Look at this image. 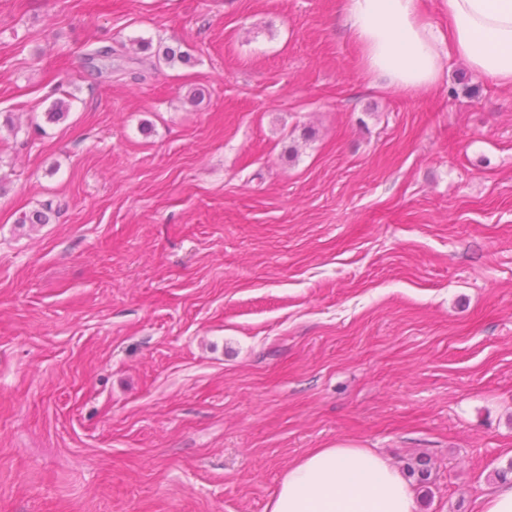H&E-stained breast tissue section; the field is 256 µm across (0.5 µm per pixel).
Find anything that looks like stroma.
Instances as JSON below:
<instances>
[{
  "label": "stroma",
  "instance_id": "1",
  "mask_svg": "<svg viewBox=\"0 0 512 512\" xmlns=\"http://www.w3.org/2000/svg\"><path fill=\"white\" fill-rule=\"evenodd\" d=\"M341 3L0 0V512H265L338 444L496 486L512 88L382 87Z\"/></svg>",
  "mask_w": 512,
  "mask_h": 512
}]
</instances>
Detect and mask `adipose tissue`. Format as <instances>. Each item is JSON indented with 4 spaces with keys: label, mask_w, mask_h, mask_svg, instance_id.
<instances>
[{
    "label": "adipose tissue",
    "mask_w": 512,
    "mask_h": 512,
    "mask_svg": "<svg viewBox=\"0 0 512 512\" xmlns=\"http://www.w3.org/2000/svg\"><path fill=\"white\" fill-rule=\"evenodd\" d=\"M423 0H342L344 26L363 47L365 68L389 88L436 89L448 56L512 87V0H439L447 28L426 21ZM266 512H417L401 471L370 448H315L294 461Z\"/></svg>",
    "instance_id": "ef3b65f1"
}]
</instances>
